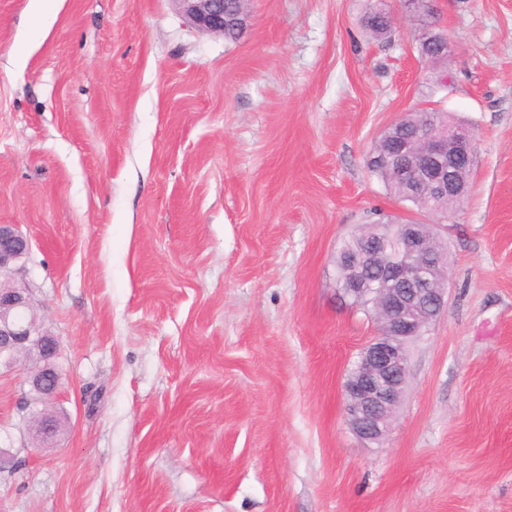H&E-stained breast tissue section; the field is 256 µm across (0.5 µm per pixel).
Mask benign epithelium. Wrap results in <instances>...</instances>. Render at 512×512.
<instances>
[{
    "mask_svg": "<svg viewBox=\"0 0 512 512\" xmlns=\"http://www.w3.org/2000/svg\"><path fill=\"white\" fill-rule=\"evenodd\" d=\"M188 21L201 31L224 33V24L245 25L241 13H228L224 0H173ZM403 162L397 172L407 188L423 196L450 195L464 202L467 186L458 181L462 169L473 173L476 138L464 130H432L421 142L399 144ZM30 250L28 238L14 224H0V368L13 369L21 354L34 364L27 383L41 397L56 394L58 375L53 359L55 337L40 332L29 289L12 281L19 262ZM446 249L426 224L398 225L397 246L389 249L379 235L363 238L345 255L343 291L358 297L376 293L383 323L361 351L358 370L344 391L348 423L361 440L381 443L390 431L408 374L407 344L420 336L446 307L450 271ZM33 438L47 439L56 423L41 411L29 413Z\"/></svg>",
    "mask_w": 512,
    "mask_h": 512,
    "instance_id": "obj_1",
    "label": "benign epithelium"
}]
</instances>
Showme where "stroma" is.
<instances>
[{"label":"stroma","mask_w":512,"mask_h":512,"mask_svg":"<svg viewBox=\"0 0 512 512\" xmlns=\"http://www.w3.org/2000/svg\"><path fill=\"white\" fill-rule=\"evenodd\" d=\"M366 5L251 0L232 42L174 0H0V224L60 422L36 447L0 373V512H512V0H437L441 70ZM414 108L476 136L442 222L367 169ZM390 216L434 225L452 279L376 447L344 384L377 323L336 251ZM365 33L372 39L384 40L393 31L392 15L387 0H371L361 19Z\"/></svg>","instance_id":"stroma-1"}]
</instances>
